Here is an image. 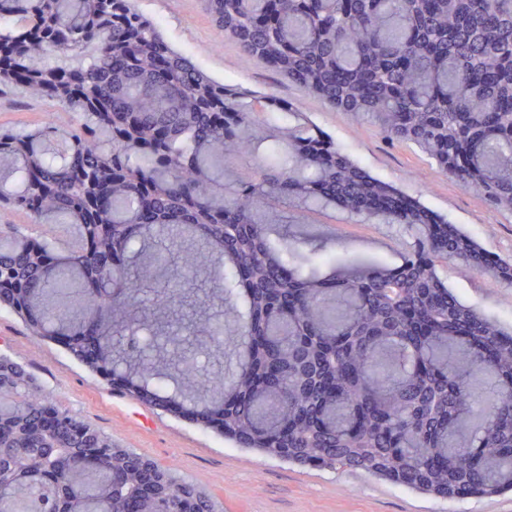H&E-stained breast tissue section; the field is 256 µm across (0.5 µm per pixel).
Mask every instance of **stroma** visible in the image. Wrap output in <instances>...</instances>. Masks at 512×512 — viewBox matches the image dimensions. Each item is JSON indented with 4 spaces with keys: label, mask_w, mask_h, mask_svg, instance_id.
<instances>
[{
    "label": "stroma",
    "mask_w": 512,
    "mask_h": 512,
    "mask_svg": "<svg viewBox=\"0 0 512 512\" xmlns=\"http://www.w3.org/2000/svg\"><path fill=\"white\" fill-rule=\"evenodd\" d=\"M136 5L200 69L240 90L289 101L364 170L464 229L488 255L512 258V213L495 211L481 196L444 176L425 155L389 143L372 123H357L328 108L288 79L250 61L234 42L220 41L201 0H136ZM50 118L61 124L70 120L47 99L0 87V128L34 129ZM301 238L339 255L390 265L399 264L414 241L405 225L359 222L339 209L316 213L308 224L276 225L272 240L279 245ZM439 274L463 302L512 329V285L490 286L461 273L452 260L440 265ZM1 354L24 365L54 403L115 443L205 489L223 512H512L510 494L448 501L359 471L291 466L241 450L189 419L121 395L108 380L71 358L62 344L36 343L25 324L2 307Z\"/></svg>",
    "instance_id": "35a3bbf8"
}]
</instances>
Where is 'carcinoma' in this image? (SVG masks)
<instances>
[{
    "mask_svg": "<svg viewBox=\"0 0 512 512\" xmlns=\"http://www.w3.org/2000/svg\"><path fill=\"white\" fill-rule=\"evenodd\" d=\"M218 34L258 64L384 138L413 147L440 171L512 211V0H203ZM14 57L0 86L60 100L75 114L34 132L0 129V203L37 224H74L80 245L0 236V274L25 289L27 329L52 336L96 374L123 367L139 399L196 401L195 424L224 399L225 438L270 459L360 470L438 498L512 491V333L464 304L437 271L449 258L492 285L512 284V260L490 257L370 175L289 103L213 79L172 47L134 0H0V47ZM290 112L293 124L261 120ZM261 157L242 180L227 166ZM340 207L417 228L423 250L388 267L310 251L303 261L270 239L273 225L305 224ZM129 263L94 276L95 246ZM331 269L324 275L319 267ZM211 275L230 303L227 323L198 331L241 347L222 382L178 352L173 306L190 278ZM165 279L142 323L172 349L150 366L114 340L138 309L144 281ZM102 329L101 362L70 340L86 318ZM283 376L260 385L264 344ZM0 416L24 435L0 438L15 469L0 480V512H43L60 487L41 475L32 423L51 410L69 434L74 416L48 402L16 366ZM71 455L61 481L68 512H120L105 456ZM209 494L171 493L146 512H198Z\"/></svg>",
    "mask_w": 512,
    "mask_h": 512,
    "instance_id": "1",
    "label": "carcinoma"
}]
</instances>
